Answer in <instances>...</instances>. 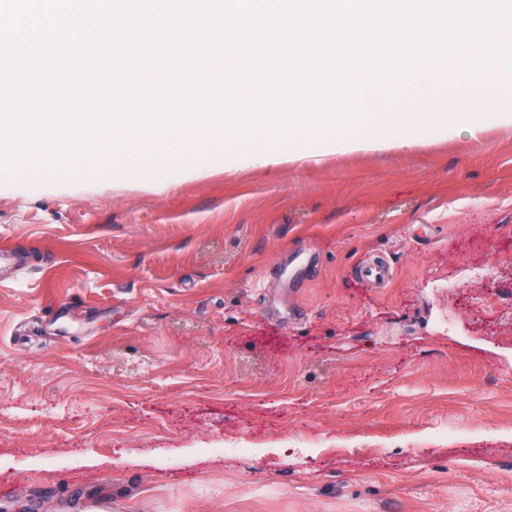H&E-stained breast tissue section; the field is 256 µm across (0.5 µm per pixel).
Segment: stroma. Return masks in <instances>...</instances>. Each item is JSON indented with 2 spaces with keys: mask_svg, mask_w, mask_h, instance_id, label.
Instances as JSON below:
<instances>
[{
  "mask_svg": "<svg viewBox=\"0 0 512 512\" xmlns=\"http://www.w3.org/2000/svg\"><path fill=\"white\" fill-rule=\"evenodd\" d=\"M18 241L5 512H512V128L153 186L34 173L0 183Z\"/></svg>",
  "mask_w": 512,
  "mask_h": 512,
  "instance_id": "obj_1",
  "label": "stroma"
}]
</instances>
